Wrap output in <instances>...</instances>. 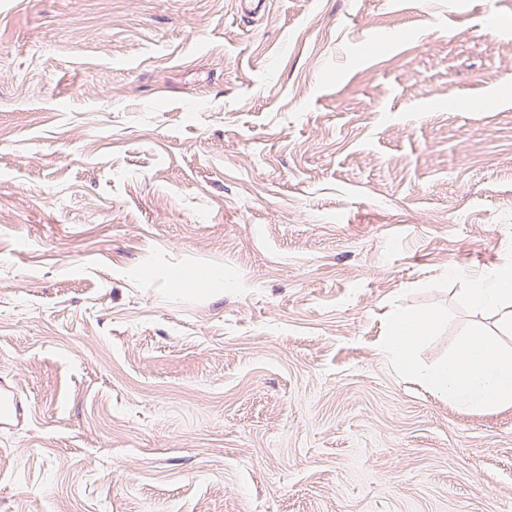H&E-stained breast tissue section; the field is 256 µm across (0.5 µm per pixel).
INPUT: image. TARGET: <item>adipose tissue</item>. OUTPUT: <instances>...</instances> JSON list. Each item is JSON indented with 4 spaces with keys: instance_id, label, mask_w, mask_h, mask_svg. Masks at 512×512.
<instances>
[{
    "instance_id": "1",
    "label": "adipose tissue",
    "mask_w": 512,
    "mask_h": 512,
    "mask_svg": "<svg viewBox=\"0 0 512 512\" xmlns=\"http://www.w3.org/2000/svg\"><path fill=\"white\" fill-rule=\"evenodd\" d=\"M463 301L487 313L503 332H512V270L497 269L473 280ZM429 327L425 317L392 315L382 347L394 368L419 380L437 397L465 409L512 406V355L482 328L459 336L447 362L432 368L419 365L413 352Z\"/></svg>"
}]
</instances>
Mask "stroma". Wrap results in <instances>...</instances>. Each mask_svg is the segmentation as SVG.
Instances as JSON below:
<instances>
[{
	"instance_id": "1",
	"label": "stroma",
	"mask_w": 512,
	"mask_h": 512,
	"mask_svg": "<svg viewBox=\"0 0 512 512\" xmlns=\"http://www.w3.org/2000/svg\"><path fill=\"white\" fill-rule=\"evenodd\" d=\"M255 8L0 0V512H512L381 349L512 265V0Z\"/></svg>"
}]
</instances>
